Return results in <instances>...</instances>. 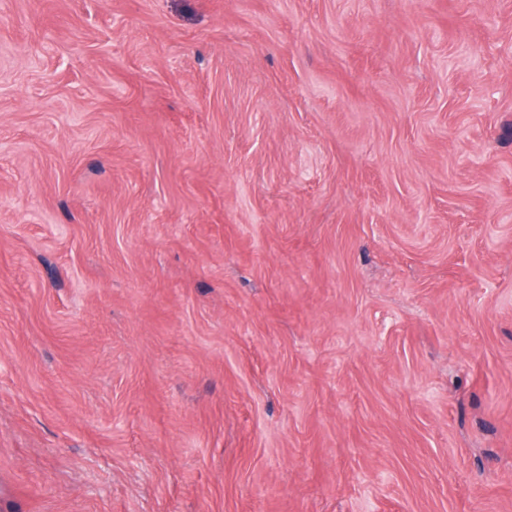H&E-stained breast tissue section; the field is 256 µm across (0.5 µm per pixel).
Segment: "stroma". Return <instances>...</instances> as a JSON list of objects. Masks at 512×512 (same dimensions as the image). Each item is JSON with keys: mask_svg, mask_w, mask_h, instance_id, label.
Wrapping results in <instances>:
<instances>
[{"mask_svg": "<svg viewBox=\"0 0 512 512\" xmlns=\"http://www.w3.org/2000/svg\"><path fill=\"white\" fill-rule=\"evenodd\" d=\"M0 512H512V0H0Z\"/></svg>", "mask_w": 512, "mask_h": 512, "instance_id": "obj_1", "label": "stroma"}]
</instances>
